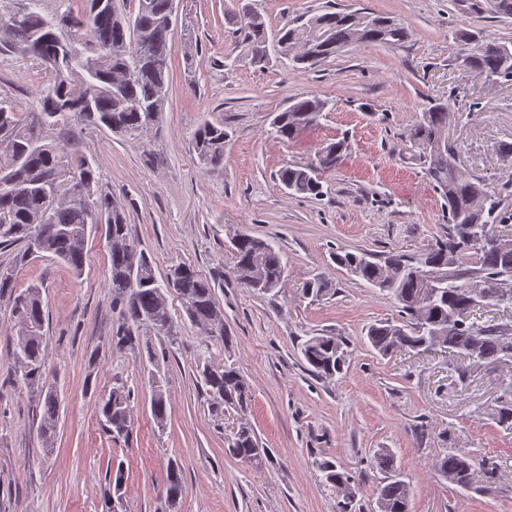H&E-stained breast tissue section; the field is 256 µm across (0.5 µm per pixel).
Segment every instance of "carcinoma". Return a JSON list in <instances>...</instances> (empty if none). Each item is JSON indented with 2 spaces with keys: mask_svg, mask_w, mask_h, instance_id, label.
<instances>
[{
  "mask_svg": "<svg viewBox=\"0 0 512 512\" xmlns=\"http://www.w3.org/2000/svg\"><path fill=\"white\" fill-rule=\"evenodd\" d=\"M0 0V54L29 56L39 50L38 64L47 82L36 92L28 112L11 100L0 98V250L14 252L11 265L0 266V308L8 312L17 385L39 397L38 435L51 448L61 405L46 361V311L42 285L20 290L17 269L34 257H50L79 276L88 229L105 226L110 270L107 281L112 307L122 323L112 336L115 348L134 349L141 329L154 330L177 341L176 326L167 311L166 296L179 295L187 320L209 340L224 342V311L217 304L211 281L191 266L177 264L165 280L156 278L151 260L129 235L126 213L99 188L98 159L49 139L48 132L70 127L81 118L103 126L121 137L139 138L159 127L169 95L172 55L169 16L174 0ZM236 32L249 47L251 62L263 65L271 43L288 51L293 68L315 70L341 49L354 44L400 45L405 27L381 15L325 9L302 23L284 24L269 35L261 13L245 9L236 18ZM457 39L462 64L483 82H512V43L486 41L465 46L470 36ZM62 54L68 66L59 71L47 59ZM331 101L318 95L297 98L274 114L269 134L283 143H294L317 125ZM448 126V105L434 103L421 113L408 137L422 150L427 179L444 200L448 232L418 255L389 254L383 258L346 250L334 253L336 265L393 299L399 312L396 322L376 323L366 333L367 344L380 356L445 347L448 354L473 364L512 358V319L476 317L486 306L512 307V237L484 247L477 240L485 227L512 225L496 192L483 181L454 171L443 162L447 151L435 136ZM228 132L224 125L205 120L192 134V144L205 169L224 166ZM349 151L345 138L315 153V161L287 166L277 173L279 183L292 195L317 197L321 183L317 172L340 165ZM232 274L244 288L262 295L280 292L288 258L269 240L240 233L232 240ZM438 280L431 294H424L418 269ZM330 292L328 281L316 276L305 283L303 294L318 298ZM344 336H311L298 349L313 376L332 379L347 361ZM207 395L217 409L244 416L253 400L250 385L237 368L209 371V359L197 365ZM150 407L159 429L166 426L170 403L160 370L150 369ZM131 390L116 385L101 400L97 416L102 430L115 440L126 439L133 429ZM492 419L512 430V374L502 380L492 409ZM231 457L258 464L266 455L248 421H239L226 440ZM374 465L384 473L376 488V512H410V480L397 470L390 452L380 450ZM325 482L345 489L337 512H353L355 490L350 476L326 458L315 461ZM434 470L439 479L460 491L475 487L483 475L494 483L495 467L484 459L447 452ZM124 474L118 469L108 479L106 512H125ZM185 482L176 462L167 466L162 496L168 512L177 508Z\"/></svg>",
  "mask_w": 512,
  "mask_h": 512,
  "instance_id": "carcinoma-1",
  "label": "carcinoma"
}]
</instances>
